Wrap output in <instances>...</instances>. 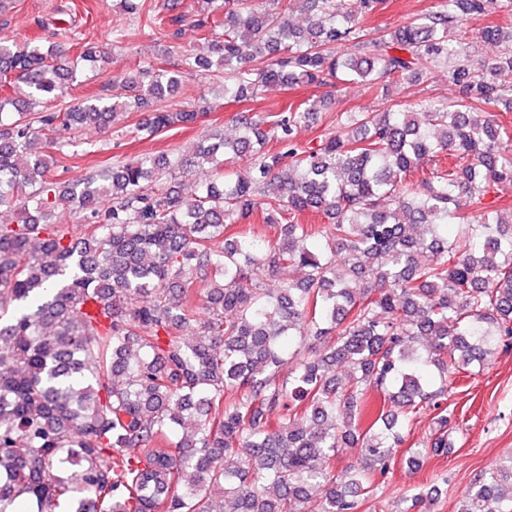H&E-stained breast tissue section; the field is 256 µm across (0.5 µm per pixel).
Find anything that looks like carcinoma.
I'll return each mask as SVG.
<instances>
[{"label": "carcinoma", "instance_id": "obj_1", "mask_svg": "<svg viewBox=\"0 0 512 512\" xmlns=\"http://www.w3.org/2000/svg\"><path fill=\"white\" fill-rule=\"evenodd\" d=\"M119 2L159 44L192 19L215 56L171 67L163 52L122 76L125 100L58 109L61 80L101 45L64 69L70 26L46 47L0 43V84L14 91L0 98V208L24 203L0 224V512H359L429 408L435 426L407 468L448 454L454 376L512 346V211L485 203L512 190V124L490 111H512V26L477 33L504 52L476 70L458 31L489 0H436L373 31L362 18L383 0H201L176 15L173 3ZM290 4L306 26L288 22ZM438 67L455 99L391 102V88ZM189 68L224 71L233 102L353 81L386 110L336 117L315 146L296 140L314 102L265 120L242 112L234 139L215 135L191 157L176 147L53 180L65 133L105 129L119 110L148 113L149 135L194 123L199 112L160 105ZM199 164L212 178L186 198L175 180ZM61 205L82 223L50 221ZM310 208L330 223H294ZM255 215L280 227L275 242ZM233 224L245 228L225 235ZM287 266L302 278L261 285ZM311 334L323 351L306 349ZM374 392L388 410L368 423ZM342 448L361 458L343 481ZM460 512H512V458Z\"/></svg>", "mask_w": 512, "mask_h": 512}]
</instances>
